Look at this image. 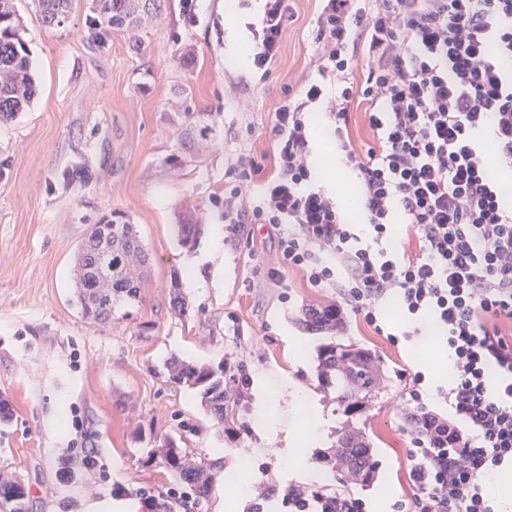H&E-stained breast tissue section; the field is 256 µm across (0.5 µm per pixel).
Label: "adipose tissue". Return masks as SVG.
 Returning a JSON list of instances; mask_svg holds the SVG:
<instances>
[{"instance_id": "ef3b65f1", "label": "adipose tissue", "mask_w": 512, "mask_h": 512, "mask_svg": "<svg viewBox=\"0 0 512 512\" xmlns=\"http://www.w3.org/2000/svg\"><path fill=\"white\" fill-rule=\"evenodd\" d=\"M254 393L256 455H264L270 440L283 435L285 445L279 450V461L290 471L302 473L306 479H322V472L311 468L308 462L314 445L330 425L316 395L300 382L282 375L259 378Z\"/></svg>"}]
</instances>
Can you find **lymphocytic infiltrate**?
<instances>
[{
  "label": "lymphocytic infiltrate",
  "mask_w": 512,
  "mask_h": 512,
  "mask_svg": "<svg viewBox=\"0 0 512 512\" xmlns=\"http://www.w3.org/2000/svg\"><path fill=\"white\" fill-rule=\"evenodd\" d=\"M291 16V0H262L248 25L255 69L281 56ZM314 41L317 76L275 109L273 154L241 169L224 221L276 229L288 268L342 288L337 315L376 325L391 295L410 323L434 321L467 428L442 425L443 449L414 438L412 512H497L481 479L512 464V0H323ZM357 103L362 150L350 133ZM319 108L358 176L365 234L311 178ZM397 221L411 229L400 252L383 246Z\"/></svg>",
  "instance_id": "lymphocytic-infiltrate-1"
}]
</instances>
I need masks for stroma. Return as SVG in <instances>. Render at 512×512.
<instances>
[{"mask_svg":"<svg viewBox=\"0 0 512 512\" xmlns=\"http://www.w3.org/2000/svg\"><path fill=\"white\" fill-rule=\"evenodd\" d=\"M91 3L75 0L66 25L50 29L34 0H14L36 94L0 123V398L13 412L0 423V469L23 479L28 512H84L90 499L171 484L142 460L186 422L195 427L187 447L205 457L221 448L225 466L238 464L255 441L251 412L239 439L229 441L193 392L161 377L164 361L233 355L250 376L285 373L317 388L325 339L304 330L300 312L341 300L338 288L311 286L296 269L269 279L282 258L264 224L225 231L223 273L208 265L196 283L184 280L192 316L176 315L168 296L189 256L177 243L181 214L200 213L209 232L223 223L224 190L243 161L272 151L270 117L286 87L314 77L319 0H296L282 55L265 79L251 67L245 28L258 0H197L190 16L182 0H165L143 20L136 50L126 31L97 36ZM186 107L214 120L220 135L198 159L175 163ZM113 211L136 224L151 271L139 307L97 325L74 303V256L90 225ZM380 318L383 332L348 316L338 333L381 358L379 393L351 415L320 396L333 426L313 453L333 452L343 423L365 431L376 462L371 480L339 471L328 486L362 499L367 512H395L396 501L415 493L402 395L421 363L448 352L426 333L408 335L395 300L381 304ZM144 322L152 329L142 334ZM392 333L398 342L389 341ZM292 336L306 340V361L289 347ZM90 451L99 461L93 470L84 462Z\"/></svg>","mask_w":512,"mask_h":512,"instance_id":"1","label":"stroma"}]
</instances>
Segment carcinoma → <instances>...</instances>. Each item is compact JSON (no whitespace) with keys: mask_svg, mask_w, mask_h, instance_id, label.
<instances>
[{"mask_svg":"<svg viewBox=\"0 0 512 512\" xmlns=\"http://www.w3.org/2000/svg\"><path fill=\"white\" fill-rule=\"evenodd\" d=\"M42 23L59 27L69 17L73 0H35ZM100 24L132 29L144 15L160 11L164 0H93ZM35 93L29 48L17 17L13 0H0V122L16 117ZM185 132L180 140L182 155L194 159L198 148L212 139L216 124L195 112L185 113ZM182 248L193 250L203 232L198 215L189 212L177 225ZM149 254L143 247L136 225L113 213L91 226L76 254L74 295L83 319L105 325L112 321L118 305L139 303L141 288L148 275ZM170 304L176 315L186 318L191 305L182 292L178 276L169 285ZM301 324L312 332L325 334L329 342L318 354L317 379L332 391L333 399L352 410L364 406L376 388L375 358L352 343L336 341L343 323L336 320V305L329 304L301 311ZM170 383L195 391L201 405L231 439L239 436L236 425L246 409L244 390L249 384L246 365L226 357L216 363L195 364L172 359L167 365ZM336 447L340 457L324 455L316 462L331 470L364 469L372 473L375 463L369 453L366 433L353 431L346 424L338 431ZM146 463L169 473L196 503L206 500L219 473V467L192 456L173 438L159 448L147 451ZM27 489L16 475L0 472V512H26Z\"/></svg>","mask_w":512,"mask_h":512,"instance_id":"obj_1","label":"carcinoma"}]
</instances>
